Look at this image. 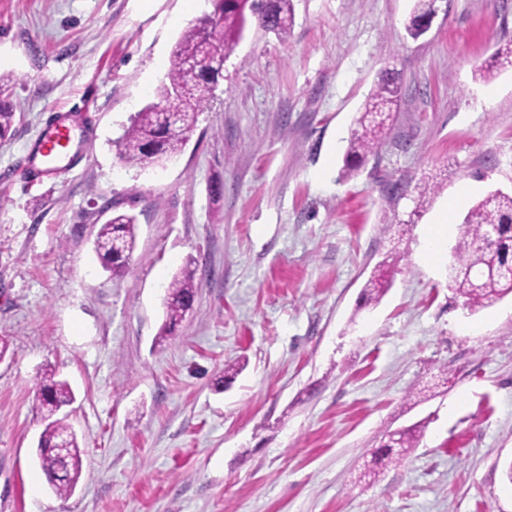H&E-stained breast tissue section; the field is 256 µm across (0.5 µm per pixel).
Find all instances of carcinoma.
Here are the masks:
<instances>
[{"label":"carcinoma","instance_id":"carcinoma-1","mask_svg":"<svg viewBox=\"0 0 512 512\" xmlns=\"http://www.w3.org/2000/svg\"><path fill=\"white\" fill-rule=\"evenodd\" d=\"M434 13V0H416L407 24L409 34L417 38L424 34L423 24ZM281 37L288 35L292 25L291 0H223L218 7L199 17L176 43L169 60L165 81L158 90L157 101L146 105L131 116L129 125L114 141L119 159L129 167L141 168L151 155L161 164L179 155L193 134L198 116L211 99L210 92L196 91L191 101L176 113V133L165 136L160 132L159 107L190 83L186 69L190 59L218 60L226 57L239 42L247 16ZM401 89L399 73L390 68L380 72L379 79L366 98L355 128L351 130L344 157V171H356L365 157L379 148L386 135V122L397 106ZM15 112L0 87V138L7 136L15 123ZM461 237L451 249V277L448 287L464 298L463 305L471 312L487 307L512 294V194L496 190L488 193L465 216ZM494 237H489L491 230ZM136 244L135 218L115 212L100 225L94 248L102 266L119 277L127 270ZM400 258L384 262L367 280L362 293V306L378 303L386 293ZM194 261L190 260L173 278L165 297V324L160 337H165L192 308L201 283L196 277ZM75 396L70 385L56 379L55 371L47 368L40 375L37 394L40 411L50 417L38 441L37 457L40 468L53 491L67 496L82 475V452L75 433L58 412L71 405ZM420 426L399 434L397 447L378 448L371 453L359 480L374 482L383 461L400 464L417 447Z\"/></svg>","mask_w":512,"mask_h":512}]
</instances>
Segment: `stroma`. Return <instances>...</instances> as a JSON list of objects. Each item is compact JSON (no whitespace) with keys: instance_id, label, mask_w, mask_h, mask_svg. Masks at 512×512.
Listing matches in <instances>:
<instances>
[{"instance_id":"obj_1","label":"stroma","mask_w":512,"mask_h":512,"mask_svg":"<svg viewBox=\"0 0 512 512\" xmlns=\"http://www.w3.org/2000/svg\"><path fill=\"white\" fill-rule=\"evenodd\" d=\"M413 5L292 0L284 39L251 21L183 153L139 169L113 142L211 0H0L18 114L0 140V512H512V296L468 311L423 251L430 224L460 234L488 192H512V70L475 77L512 44V0H438L416 39ZM386 67L403 85L386 138L343 176ZM85 96L82 155L25 184L50 109ZM115 209L137 224L120 277L93 251ZM390 255L388 291L358 309ZM191 259L201 288L161 336ZM45 368L75 394L83 473L66 497L35 457ZM427 385L437 396L408 402ZM415 424L417 448L359 482L384 434Z\"/></svg>"}]
</instances>
